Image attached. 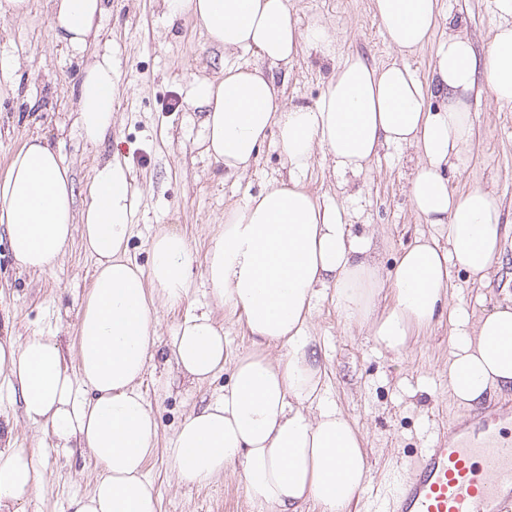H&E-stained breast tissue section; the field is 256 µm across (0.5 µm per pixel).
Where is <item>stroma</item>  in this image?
I'll return each instance as SVG.
<instances>
[{
    "mask_svg": "<svg viewBox=\"0 0 512 512\" xmlns=\"http://www.w3.org/2000/svg\"><path fill=\"white\" fill-rule=\"evenodd\" d=\"M443 21L435 38L448 33V18L463 20L478 50L492 37L489 0H440ZM97 41L80 53L54 44L49 0H35L30 14L0 18V61L9 64L19 87L0 93V175L11 153L30 136L44 137L69 167L77 201L89 195L93 170L116 156L132 171L138 200L128 254L149 267L153 237L162 229L188 239L193 262L189 298L176 307L160 306L157 354L150 361L142 390L159 426L156 450L145 470L159 494V512H276L248 495L233 471L203 485L180 481L167 450L178 425L193 410L224 392L231 372L224 369L197 384L168 364L170 342L184 316L211 297L203 279V258L211 237L224 221V211L247 195L284 176L276 138H268L257 163L246 175L225 176L204 152L202 113L189 102L195 78L224 72V52L211 46L191 17L170 23L164 0H107ZM300 27L318 25L333 40L337 55L357 53L383 67L397 59L424 82H431L432 47L402 57L388 44L374 14L372 0H289ZM112 51L116 110L112 133L102 144L86 145L76 126L74 79L99 49ZM332 74L331 62L310 47L275 71L287 105H311ZM476 136L470 161L447 170L448 186L464 191L475 185L493 189L512 225V103L499 104L487 94L470 98ZM417 163L411 152L383 150L359 176L340 175L329 158L316 154L305 176L316 196L343 205L356 232L376 241L381 276H389L402 251L430 234L411 208L407 182ZM93 260L81 242H73L53 271L34 274L18 268L0 229V336L24 340L57 337L68 369L76 361L71 344L76 335L81 300L92 284ZM512 294V238L502 267L489 285H473L467 274L453 270L449 302L474 315L490 310ZM311 334L324 371L326 398L336 404L364 437L370 473L364 492L349 512H377L391 474L405 469L434 438L446 433L459 410L448 394V359L453 327L447 312L411 340L398 356L375 344L369 325L344 321L335 305L321 300ZM10 420L17 447L41 461L36 486L21 505L23 512H67L72 496L91 491L100 471L91 459L56 448L49 428L26 421L6 383L0 382V421Z\"/></svg>",
    "mask_w": 512,
    "mask_h": 512,
    "instance_id": "1",
    "label": "stroma"
}]
</instances>
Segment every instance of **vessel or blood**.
Listing matches in <instances>:
<instances>
[{
  "instance_id": "obj_1",
  "label": "vessel or blood",
  "mask_w": 512,
  "mask_h": 512,
  "mask_svg": "<svg viewBox=\"0 0 512 512\" xmlns=\"http://www.w3.org/2000/svg\"><path fill=\"white\" fill-rule=\"evenodd\" d=\"M512 401L455 417L448 437L396 475L387 512H512Z\"/></svg>"
}]
</instances>
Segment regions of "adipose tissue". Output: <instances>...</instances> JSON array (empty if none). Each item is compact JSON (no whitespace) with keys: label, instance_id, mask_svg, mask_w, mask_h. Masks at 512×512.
Masks as SVG:
<instances>
[{"label":"adipose tissue","instance_id":"adipose-tissue-1","mask_svg":"<svg viewBox=\"0 0 512 512\" xmlns=\"http://www.w3.org/2000/svg\"><path fill=\"white\" fill-rule=\"evenodd\" d=\"M171 19L191 15L208 42L224 50L256 52L259 63H228L218 78H198L190 102L203 111V144L225 173L242 175L268 136H276L288 176L244 196L204 257L213 300L242 318L253 348L229 357L224 331L207 309L187 315L170 355L177 370L203 382L232 366L223 395L188 415L170 449L178 478L206 484L233 469L250 498L276 512H346L359 497L369 464L361 433L327 401L311 321L319 301L331 299L348 321L371 327L374 342L402 353L427 329L448 296L451 269L485 283L505 252L507 231L493 190L478 185L450 192L445 167L464 163L474 119L467 99L482 88L512 102V0H491L492 38L477 53L464 27L449 26L433 41L438 0H374L388 43L411 54L435 42L434 87L445 98L425 106L428 89L404 64L372 66L361 55L337 58L314 105L285 106L274 70L294 59L301 44L336 58L320 27L300 29L287 0H164ZM105 0H54L50 28L56 44L82 51L97 38ZM78 127L87 143L112 131L115 91L112 53L96 54L75 85ZM388 147L412 151L408 181L414 212L447 233V246L419 238L382 281L373 240L353 233L346 212L314 197L303 184L315 150L327 152L341 175L357 176ZM132 172L119 158L94 169L89 199L77 206L70 169L41 137L27 138L0 176V224L20 269L51 270L73 238L94 260L92 284L80 309L73 344L75 371L63 365L58 341L31 336L0 339V377L21 401L25 418L50 426L57 447L77 448L101 467L92 491L68 502L69 512H159L145 465L158 429L141 393L157 351L156 300L187 299L191 254L187 239L163 230L151 243V265L128 254L136 206ZM389 303L380 304L383 286ZM454 326L448 392L475 407L512 392V298L470 317L448 311ZM277 345L279 357L267 355ZM11 423L0 424V512H11L36 485L40 461L13 445Z\"/></svg>","mask_w":512,"mask_h":512}]
</instances>
